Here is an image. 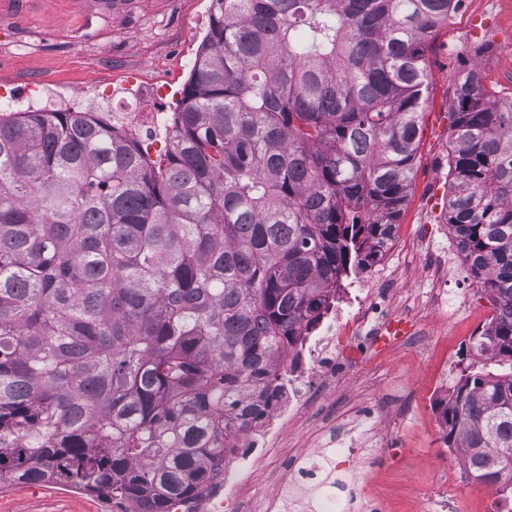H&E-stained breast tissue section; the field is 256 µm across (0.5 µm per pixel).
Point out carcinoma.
<instances>
[{
  "instance_id": "obj_1",
  "label": "carcinoma",
  "mask_w": 512,
  "mask_h": 512,
  "mask_svg": "<svg viewBox=\"0 0 512 512\" xmlns=\"http://www.w3.org/2000/svg\"><path fill=\"white\" fill-rule=\"evenodd\" d=\"M460 2L211 0L161 175L92 112L0 116V489L170 512L224 475L232 424L393 238ZM449 139L446 223L496 314L444 440L512 512V101L476 68Z\"/></svg>"
}]
</instances>
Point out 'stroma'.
I'll list each match as a JSON object with an SVG mask.
<instances>
[{
	"label": "stroma",
	"instance_id": "obj_1",
	"mask_svg": "<svg viewBox=\"0 0 512 512\" xmlns=\"http://www.w3.org/2000/svg\"><path fill=\"white\" fill-rule=\"evenodd\" d=\"M211 0H0V81L17 95L34 84L79 94L78 110L112 123L125 103L98 106L99 85L121 86L137 77L143 86L183 90L197 48L209 29ZM428 85L407 201L397 234L382 259L394 272V316L411 328L392 345L359 337V358L316 411L289 423L282 447H315L328 425L351 447L374 451L370 478L387 512H417V492L446 477L436 456L443 429L433 387L440 372L457 382L471 362L470 347L495 314L489 293L476 285L445 220L449 126L460 72L478 68L488 91L512 100V11L488 0H463L426 45ZM139 136L156 168L166 164L165 128L175 105L143 101ZM376 405L386 433L368 439L358 429L361 406ZM0 512H120L63 486L26 485L0 490Z\"/></svg>",
	"mask_w": 512,
	"mask_h": 512
}]
</instances>
